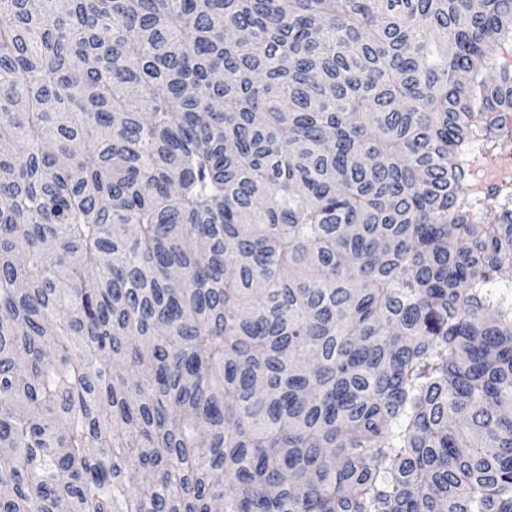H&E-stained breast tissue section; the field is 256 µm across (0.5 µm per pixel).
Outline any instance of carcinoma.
<instances>
[{
	"instance_id": "1",
	"label": "carcinoma",
	"mask_w": 512,
	"mask_h": 512,
	"mask_svg": "<svg viewBox=\"0 0 512 512\" xmlns=\"http://www.w3.org/2000/svg\"><path fill=\"white\" fill-rule=\"evenodd\" d=\"M512 0H0V512H512ZM507 181L512 182V152L504 153L501 156L498 165L491 171H488L487 179L477 184L475 190H481L484 186L489 184Z\"/></svg>"
}]
</instances>
